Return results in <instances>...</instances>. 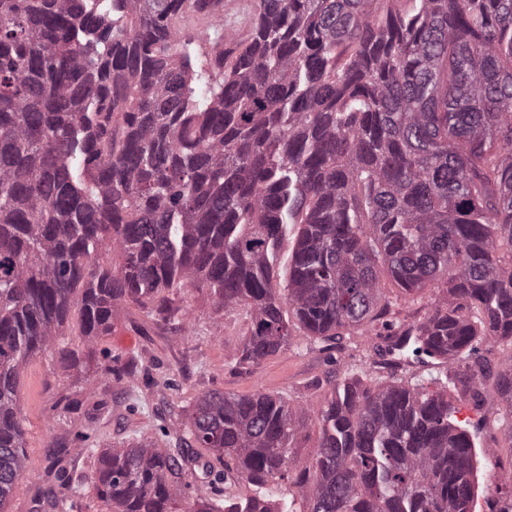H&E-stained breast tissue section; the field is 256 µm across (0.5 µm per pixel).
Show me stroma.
I'll use <instances>...</instances> for the list:
<instances>
[{
	"instance_id": "stroma-1",
	"label": "stroma",
	"mask_w": 512,
	"mask_h": 512,
	"mask_svg": "<svg viewBox=\"0 0 512 512\" xmlns=\"http://www.w3.org/2000/svg\"><path fill=\"white\" fill-rule=\"evenodd\" d=\"M174 294L184 313L181 322L156 321L145 309L129 304L113 319L110 334L91 343L77 322L81 297L73 295L60 340L79 350L80 363L73 367L57 356L39 354L22 374L19 397L26 421L27 471L8 512H53L41 505V490L55 446L64 441L73 451L63 462L71 483L56 488L65 503L62 512H112L97 492L98 452L138 441L179 449L189 456L176 481L189 485L191 495L246 501L257 496L254 485L233 473L221 484L210 485L204 465L212 461V454L188 445L185 412L199 396L210 391L260 390L303 410L306 420L295 454V469L301 472L317 453V405L337 380L351 368L371 364L387 378L403 374L391 357L379 355L381 341L372 329L334 342L311 341L297 329L288 348L260 365L239 363L250 327L244 307L219 308L207 290L189 284ZM110 359L121 367L120 376L105 374ZM456 404L460 418L488 422L474 436L480 461L478 507L485 512L489 500L512 489V438L489 426L505 405L492 389L481 406L463 397Z\"/></svg>"
}]
</instances>
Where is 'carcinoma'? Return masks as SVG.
Wrapping results in <instances>:
<instances>
[{"instance_id":"cac0c4a2","label":"carcinoma","mask_w":512,"mask_h":512,"mask_svg":"<svg viewBox=\"0 0 512 512\" xmlns=\"http://www.w3.org/2000/svg\"><path fill=\"white\" fill-rule=\"evenodd\" d=\"M224 0H0V512L25 474L19 380L58 340L83 287L90 342L134 303L181 316L188 282L251 312L240 362L293 325L331 341L372 323L423 377L361 371L320 403L314 481L292 472L301 428L257 391L198 397L199 448L261 489L186 498L181 458L138 442L99 453L112 512H473L476 454L452 392L493 379L512 438V0H247L217 36L180 19ZM288 283L272 271L290 234ZM123 258L99 264L104 251ZM441 296L392 319L380 288ZM290 318H285L283 308Z\"/></svg>"}]
</instances>
